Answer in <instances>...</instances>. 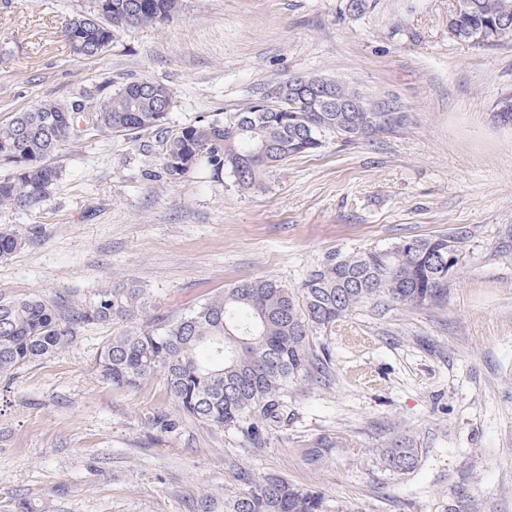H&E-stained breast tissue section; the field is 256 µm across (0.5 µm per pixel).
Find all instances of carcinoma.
Masks as SVG:
<instances>
[{
	"mask_svg": "<svg viewBox=\"0 0 512 512\" xmlns=\"http://www.w3.org/2000/svg\"><path fill=\"white\" fill-rule=\"evenodd\" d=\"M134 0H92V9L65 26V40L76 52L82 44L101 56L112 46V32L124 27L164 24L177 16L181 0H141L147 18H129ZM458 39L494 44L512 38V0H471L452 16ZM342 100L360 107L341 112L243 110L224 123L200 120L170 130L173 90L141 79L112 91L111 80L82 88L69 101L44 99L0 121V207L32 208L47 200L62 178L58 153L81 138V126L95 125L97 136L159 134L164 172L171 179L200 162L214 173L229 172L243 192L261 188L262 177L288 159L311 153L334 139L342 146L371 141L405 124L398 112H374L348 84L329 79ZM457 254L448 266V243ZM27 243L12 224H0V259ZM465 260L464 238L407 237L385 248L350 255L332 254L313 267L296 288L275 280H246L224 289L179 318L155 329L124 332L97 351L95 365L112 386L133 391L157 374L164 376L176 411L158 410L147 427L171 435L192 417L217 430L232 431L254 448L267 444L270 431L288 419V393L315 375L328 373L330 355L316 334L369 304L387 302L415 310L448 302V282ZM143 306L139 288H101L89 300L65 296L0 297V376L42 360L76 339L91 324L132 318ZM334 448L318 440L304 449L316 467ZM390 469L408 472L419 463V449L404 444L381 450ZM238 492L224 497V512H331L324 497L279 475L262 479L248 469L233 473ZM446 512H478L471 481L454 485Z\"/></svg>",
	"mask_w": 512,
	"mask_h": 512,
	"instance_id": "obj_1",
	"label": "carcinoma"
}]
</instances>
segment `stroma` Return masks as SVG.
<instances>
[{
  "mask_svg": "<svg viewBox=\"0 0 512 512\" xmlns=\"http://www.w3.org/2000/svg\"><path fill=\"white\" fill-rule=\"evenodd\" d=\"M90 0H9L0 8V120L105 78L174 92L169 128L225 120L277 80H342L376 112L405 113L370 144L329 141L239 191L229 172L162 170L156 135L84 136L59 153L48 200L1 208L27 245L0 260V295L84 297L135 287L144 314L92 324L61 352L0 376V512H193L235 492L232 466L287 476L344 512H444L470 473L479 512H512V41L449 30L456 0H182L166 24L121 28L103 56L74 60L63 30ZM440 234L466 238L448 301L364 307L322 332L331 378L289 395L294 417L257 450L182 420L163 377L121 391L93 362L110 337L162 324L256 278L298 287L328 254ZM333 441L326 466L301 450ZM409 439L418 466L387 469L378 449Z\"/></svg>",
  "mask_w": 512,
  "mask_h": 512,
  "instance_id": "obj_1",
  "label": "stroma"
}]
</instances>
